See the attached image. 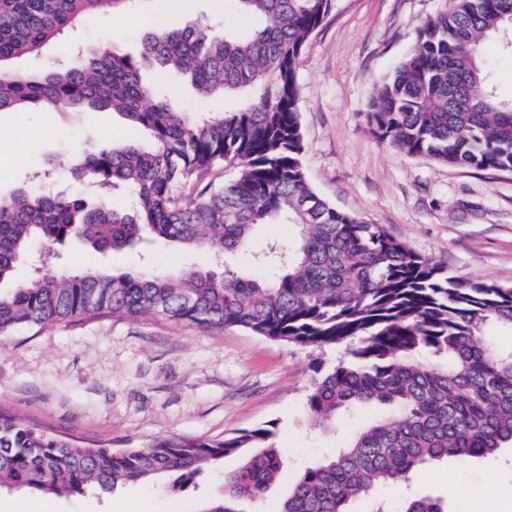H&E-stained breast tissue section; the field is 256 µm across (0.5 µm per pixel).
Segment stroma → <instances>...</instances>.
<instances>
[{
  "label": "stroma",
  "mask_w": 512,
  "mask_h": 512,
  "mask_svg": "<svg viewBox=\"0 0 512 512\" xmlns=\"http://www.w3.org/2000/svg\"><path fill=\"white\" fill-rule=\"evenodd\" d=\"M447 8L448 0H335L298 67L302 165L314 190L336 208L382 225L452 275L512 286V172L411 157L380 143L366 128L365 109L375 87L412 48L421 24ZM200 15L250 24L235 0H135L87 16L27 65L46 69L75 44L91 49L106 40L133 55L148 31L179 28ZM143 138L115 112H0V196L25 186L88 194L92 190L67 175L74 154L90 143ZM92 192L115 208L131 205L122 191L100 186ZM146 264L155 271L203 265L219 273L228 264L252 269L243 254L206 263L161 241L113 253L74 243L60 260L61 270L73 274H119ZM335 358L332 350L322 353L238 328L207 331L149 315L42 331L21 328L0 336V409L83 446L115 450L169 437L221 438L274 422L284 467L264 498L243 503L241 512H280L306 467L332 454L368 421L391 414L373 405L341 416L335 429L319 424L306 399L317 366H330ZM240 464L239 457H226L181 487L175 475L165 474L117 485L108 496L95 490L61 496L58 512H107L111 499L124 512H201L221 495L225 473ZM452 482L461 492L451 499ZM412 490L447 498L448 512H512V447L488 459L429 464Z\"/></svg>",
  "instance_id": "35a3bbf8"
}]
</instances>
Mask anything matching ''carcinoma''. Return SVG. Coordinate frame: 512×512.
<instances>
[{
    "label": "carcinoma",
    "mask_w": 512,
    "mask_h": 512,
    "mask_svg": "<svg viewBox=\"0 0 512 512\" xmlns=\"http://www.w3.org/2000/svg\"><path fill=\"white\" fill-rule=\"evenodd\" d=\"M254 21L218 32L196 19L145 34L136 55L111 45L72 54L51 70L22 64L45 52L100 7L128 0H0V112L109 110L147 133L149 143L88 145L70 177L122 188L130 209L34 188L0 198V335L109 316L152 315L208 329L238 327L274 341L345 355L318 370L309 413L336 419L375 403L394 418L370 422L327 459L302 472L281 512H351L380 485L409 487L426 465L477 459L512 444V350L487 335L512 330V286L461 279L413 252L380 224L337 209L309 184L297 68L334 0H236ZM490 37L512 50V0H448L419 28L415 44L376 87L369 133L407 155L451 167L512 170V101L502 99L480 48ZM183 74L224 111L174 110L145 72ZM237 178L193 195L216 166ZM266 224H291L293 241L257 245ZM80 240L99 253L163 240L210 258L250 254L257 272L198 268L65 275L14 270L32 244ZM270 422L221 439L170 437L147 448H87L0 411V488L42 495L110 493L120 483L177 473L193 480L227 456L222 496L201 512H240L258 501L283 461ZM398 512H447L432 496H408Z\"/></svg>",
    "instance_id": "cac0c4a2"
}]
</instances>
